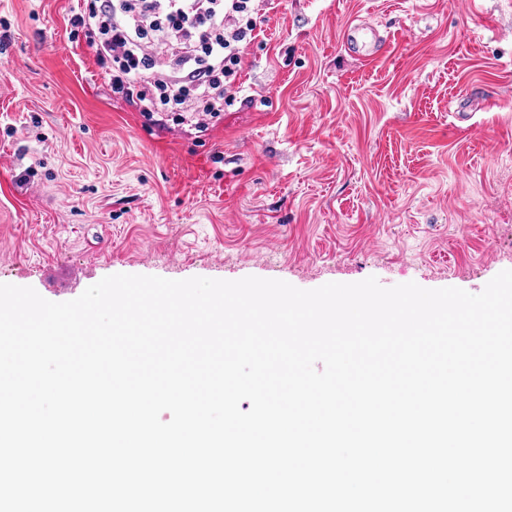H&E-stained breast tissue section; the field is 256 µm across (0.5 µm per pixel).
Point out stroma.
Here are the masks:
<instances>
[{
	"label": "stroma",
	"mask_w": 512,
	"mask_h": 512,
	"mask_svg": "<svg viewBox=\"0 0 512 512\" xmlns=\"http://www.w3.org/2000/svg\"><path fill=\"white\" fill-rule=\"evenodd\" d=\"M73 0H0V283L480 293L512 269V0H275L207 131L112 99ZM390 47L372 65L342 34Z\"/></svg>",
	"instance_id": "1"
}]
</instances>
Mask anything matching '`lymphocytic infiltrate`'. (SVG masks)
<instances>
[{
  "mask_svg": "<svg viewBox=\"0 0 512 512\" xmlns=\"http://www.w3.org/2000/svg\"><path fill=\"white\" fill-rule=\"evenodd\" d=\"M256 11L255 0H95L70 23L94 32L113 99L146 117L178 111L202 129L241 90Z\"/></svg>",
  "mask_w": 512,
  "mask_h": 512,
  "instance_id": "1",
  "label": "lymphocytic infiltrate"
}]
</instances>
